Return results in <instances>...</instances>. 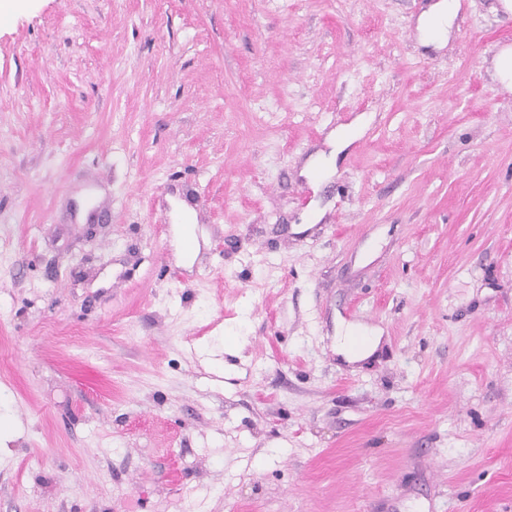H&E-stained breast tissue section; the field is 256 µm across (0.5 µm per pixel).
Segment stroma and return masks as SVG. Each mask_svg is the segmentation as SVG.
<instances>
[{
	"label": "stroma",
	"instance_id": "obj_1",
	"mask_svg": "<svg viewBox=\"0 0 512 512\" xmlns=\"http://www.w3.org/2000/svg\"><path fill=\"white\" fill-rule=\"evenodd\" d=\"M433 2L0 15V512H512V13ZM458 7V0H440L420 18L418 30L425 44L441 47L446 43ZM493 75L506 92L512 93V49L510 47L503 48L496 55ZM361 134V127L356 125L349 130L335 132L331 135L330 145L332 150L330 152V159H326L324 153H320L313 157L308 165V170H317L325 168L328 172L332 170L333 165L337 162L338 156L344 152ZM357 332L366 336L367 341L362 348L353 350L349 346L348 341ZM378 341L379 332L376 329H356L344 323H339L336 327V352L351 360H362L368 357L376 347Z\"/></svg>",
	"mask_w": 512,
	"mask_h": 512
}]
</instances>
